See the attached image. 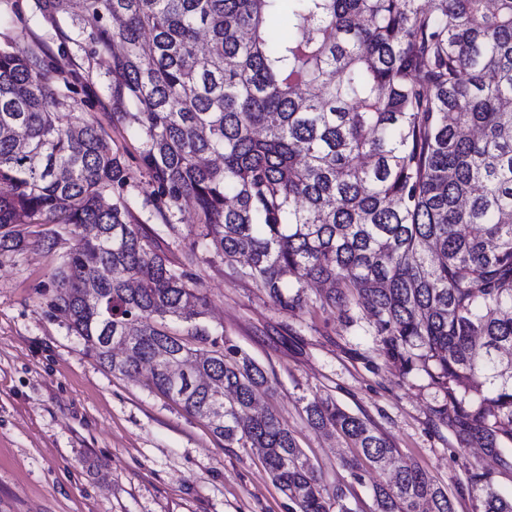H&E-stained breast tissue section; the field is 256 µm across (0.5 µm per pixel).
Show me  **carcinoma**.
Here are the masks:
<instances>
[{"instance_id":"carcinoma-1","label":"carcinoma","mask_w":512,"mask_h":512,"mask_svg":"<svg viewBox=\"0 0 512 512\" xmlns=\"http://www.w3.org/2000/svg\"><path fill=\"white\" fill-rule=\"evenodd\" d=\"M39 33L19 52L16 42ZM0 250L13 225L70 243L50 308L114 373L145 378L227 445L260 448L291 512H512L489 473L456 492L368 419L316 397L315 429L353 448L322 485L293 432L252 413L267 372L204 321L199 253L280 309L367 312L365 332L459 444L512 466V0H0ZM140 142L149 219L197 232L171 258L135 213L133 175L96 122V86ZM179 322L183 329L169 326Z\"/></svg>"}]
</instances>
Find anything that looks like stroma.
I'll list each match as a JSON object with an SVG mask.
<instances>
[{
  "label": "stroma",
  "mask_w": 512,
  "mask_h": 512,
  "mask_svg": "<svg viewBox=\"0 0 512 512\" xmlns=\"http://www.w3.org/2000/svg\"><path fill=\"white\" fill-rule=\"evenodd\" d=\"M98 121L120 152L138 143L106 101L61 115ZM20 247L0 251V512H290L255 448L225 445L204 423L146 386L112 374L84 351L46 305L63 253L40 243L38 224L14 227ZM207 321L268 373L261 403L277 412L326 486L348 482L351 453L337 434L310 427L304 406L332 398L369 418L398 449L455 490L468 468L512 493V468L480 448L460 447L431 414L426 380L405 379L345 314L321 305L315 285L300 312L281 310L220 259L201 263Z\"/></svg>",
  "instance_id": "obj_1"
}]
</instances>
